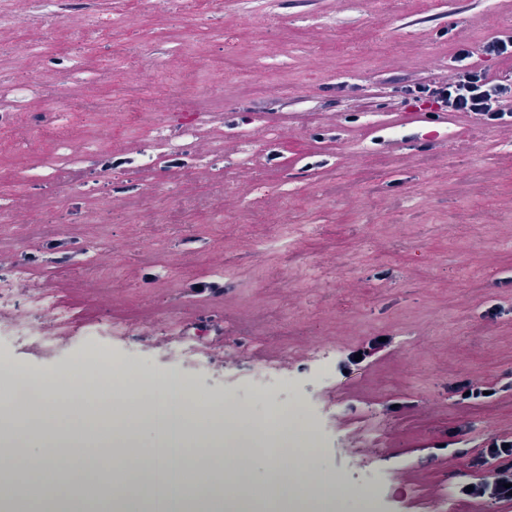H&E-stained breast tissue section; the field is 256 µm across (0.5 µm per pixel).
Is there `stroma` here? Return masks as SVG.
I'll use <instances>...</instances> for the list:
<instances>
[{
    "instance_id": "35a3bbf8",
    "label": "stroma",
    "mask_w": 512,
    "mask_h": 512,
    "mask_svg": "<svg viewBox=\"0 0 512 512\" xmlns=\"http://www.w3.org/2000/svg\"><path fill=\"white\" fill-rule=\"evenodd\" d=\"M104 13L112 25L93 43L80 20L46 14L0 30V81L26 85L0 108L25 115L54 88L74 113L72 136L150 154L192 128L214 168L128 167L107 184L66 161L61 138L0 131V200L21 216L0 228V280L28 269L71 312L57 353L34 336L0 339V379L132 364L188 386L199 415L229 401L263 426L288 407L299 430L318 429L314 480L337 486L344 512H359L356 490L377 512H430L443 496L449 512H512V124L486 128L399 91L452 82L463 49L512 75V56L480 51L512 36V0H105ZM221 63L215 87L208 68ZM135 75L164 108L127 98ZM88 78L132 114L121 133L111 113L82 109ZM158 190L221 206L224 221L199 211L181 245L151 221ZM90 196L111 199L108 223H85ZM87 264L110 275V292L82 274ZM202 280L223 294L186 292ZM163 318L207 349L200 367L181 372L154 346ZM108 324L133 338L86 357ZM323 346L339 398L330 420L306 362ZM288 357L295 389L256 396L248 377ZM379 423L385 458L359 457Z\"/></svg>"
}]
</instances>
